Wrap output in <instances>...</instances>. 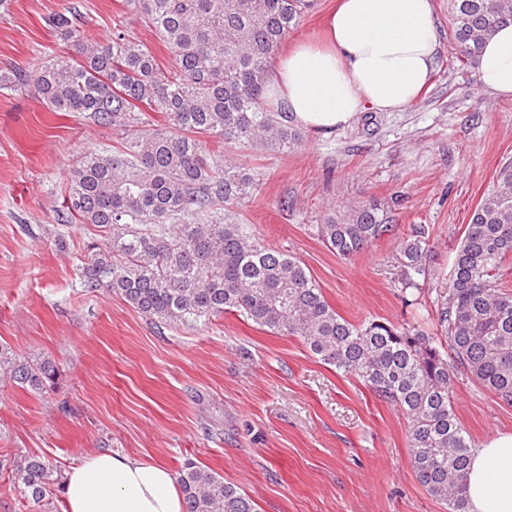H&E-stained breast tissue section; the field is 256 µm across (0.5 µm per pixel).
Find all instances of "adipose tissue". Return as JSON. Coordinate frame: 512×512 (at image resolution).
Masks as SVG:
<instances>
[{"label":"adipose tissue","mask_w":512,"mask_h":512,"mask_svg":"<svg viewBox=\"0 0 512 512\" xmlns=\"http://www.w3.org/2000/svg\"><path fill=\"white\" fill-rule=\"evenodd\" d=\"M323 43L298 44L272 68L267 98L292 121L326 134L357 112L398 111L421 94L440 41L431 0H338ZM481 86L512 97V24L476 58ZM63 512H183L177 476L156 461L109 450L64 474ZM468 512H512V432L473 448L464 477Z\"/></svg>","instance_id":"ef3b65f1"}]
</instances>
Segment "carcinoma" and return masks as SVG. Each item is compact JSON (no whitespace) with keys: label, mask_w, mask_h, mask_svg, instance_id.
<instances>
[{"label":"carcinoma","mask_w":512,"mask_h":512,"mask_svg":"<svg viewBox=\"0 0 512 512\" xmlns=\"http://www.w3.org/2000/svg\"><path fill=\"white\" fill-rule=\"evenodd\" d=\"M174 55L162 69L149 47L122 29L85 40L66 8L46 24L69 46L44 65L0 73V90L31 89L49 109L87 112L121 131L110 150L84 155L69 173L64 211L98 229L80 269L86 288L119 295L139 314L196 327L226 313L275 334L297 336L313 355L397 407L408 423L414 471L446 512H466L463 478L471 440L456 417L451 369L512 404V163L476 206L456 248L450 283L436 290V333L380 319L355 324L328 303L295 257L265 245L230 206L254 179L224 158V145L286 152L301 133L287 112L263 104L275 52L312 0H125ZM461 56L476 60L483 40L512 22V0H448ZM212 138L206 146L198 136ZM336 254L354 257L390 231L377 208L356 206L316 225ZM402 292L428 284L430 230L402 241ZM59 366L0 345V377L35 394L54 389ZM27 512H59L62 474L50 459H0ZM179 482L184 512H257L255 502L208 468L187 462Z\"/></svg>","instance_id":"obj_1"}]
</instances>
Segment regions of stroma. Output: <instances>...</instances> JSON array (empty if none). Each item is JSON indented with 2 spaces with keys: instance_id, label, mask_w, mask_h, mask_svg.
<instances>
[{
  "instance_id": "stroma-1",
  "label": "stroma",
  "mask_w": 512,
  "mask_h": 512,
  "mask_svg": "<svg viewBox=\"0 0 512 512\" xmlns=\"http://www.w3.org/2000/svg\"><path fill=\"white\" fill-rule=\"evenodd\" d=\"M441 50L409 107L366 109L328 134L304 132L285 153L229 145L226 158L258 183L237 220L297 257L329 304L351 322L377 318L434 331V292L406 301L401 242L431 229L429 268L448 285L455 248L482 197L512 161V98L482 89L458 62L448 0H433ZM67 7L84 35L123 26L173 56L124 0H10L0 11V70L32 69L63 42L45 24ZM111 126L55 112L26 88L0 91V344L60 366L36 395L0 379V454L44 455L67 470L112 450L180 471L192 461L221 475L258 512H445L418 482L407 421L354 376L316 358L297 337L231 314L198 327L152 322L120 296L83 287L79 267L99 242L94 226L54 239L67 177L87 153L112 147ZM377 206L392 231L344 259L318 237L327 214ZM454 410L472 443L512 432V404L451 377Z\"/></svg>"
}]
</instances>
